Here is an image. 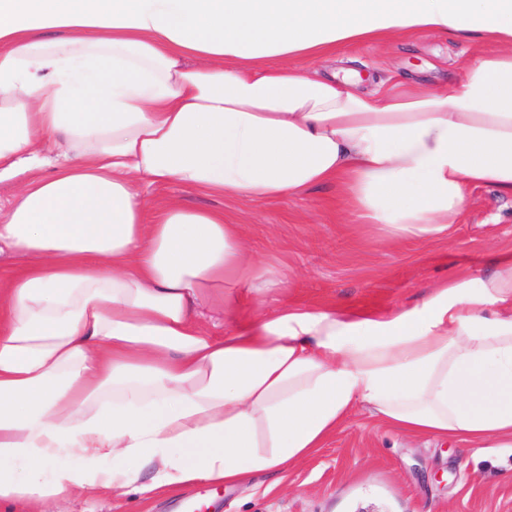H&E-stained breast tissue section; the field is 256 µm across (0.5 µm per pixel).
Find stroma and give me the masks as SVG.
<instances>
[{
	"instance_id": "obj_1",
	"label": "stroma",
	"mask_w": 512,
	"mask_h": 512,
	"mask_svg": "<svg viewBox=\"0 0 512 512\" xmlns=\"http://www.w3.org/2000/svg\"><path fill=\"white\" fill-rule=\"evenodd\" d=\"M488 48L480 40L422 34L386 46L345 47L296 67L323 74L357 69L369 92L401 81L449 87L465 60ZM141 192L148 204L177 200L223 211L240 225L252 255L288 279L265 299L267 311L326 302L376 311L414 304L452 272L491 271L498 253L512 251V197L485 186L469 188L465 216L448 235L425 240L355 223L332 183L273 201L177 185H145ZM189 498L200 501L199 512H512V453L491 463L461 441L395 432L359 406L322 448L287 471L256 473L236 487L200 480L148 498L92 494L52 512H185Z\"/></svg>"
}]
</instances>
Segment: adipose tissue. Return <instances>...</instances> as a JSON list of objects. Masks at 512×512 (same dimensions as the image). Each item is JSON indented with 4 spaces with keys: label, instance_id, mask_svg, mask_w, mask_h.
<instances>
[{
    "label": "adipose tissue",
    "instance_id": "ef3b65f1",
    "mask_svg": "<svg viewBox=\"0 0 512 512\" xmlns=\"http://www.w3.org/2000/svg\"><path fill=\"white\" fill-rule=\"evenodd\" d=\"M422 33L496 48L439 89L294 66ZM14 178L0 505L233 487L307 458L360 404L404 434L512 447V254L412 306L288 305L218 338L201 308L234 314L224 285L265 295L279 270L223 211L139 191L267 201L334 182L358 223L447 233L470 186L512 195V0H0Z\"/></svg>",
    "mask_w": 512,
    "mask_h": 512
}]
</instances>
